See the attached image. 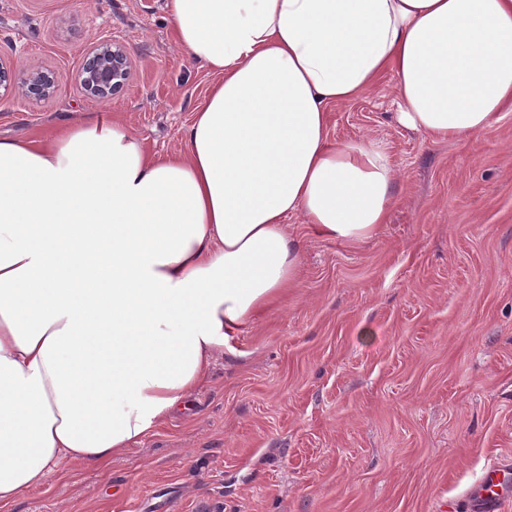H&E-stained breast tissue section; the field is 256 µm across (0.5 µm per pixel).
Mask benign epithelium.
Wrapping results in <instances>:
<instances>
[{
    "mask_svg": "<svg viewBox=\"0 0 512 512\" xmlns=\"http://www.w3.org/2000/svg\"><path fill=\"white\" fill-rule=\"evenodd\" d=\"M129 76V59L125 47L114 40L98 43L88 55L80 73L85 93L106 101L118 94ZM56 80L52 73L38 67L29 69L19 89L27 96L45 99L53 95Z\"/></svg>",
    "mask_w": 512,
    "mask_h": 512,
    "instance_id": "1",
    "label": "benign epithelium"
}]
</instances>
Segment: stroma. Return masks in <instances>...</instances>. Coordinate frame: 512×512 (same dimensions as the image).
I'll use <instances>...</instances> for the list:
<instances>
[{"label":"stroma","instance_id":"stroma-1","mask_svg":"<svg viewBox=\"0 0 512 512\" xmlns=\"http://www.w3.org/2000/svg\"><path fill=\"white\" fill-rule=\"evenodd\" d=\"M121 42L107 101L79 74ZM0 62L52 72L0 86V138L53 135L110 111L152 155L184 147L215 80L177 45L164 0H0ZM394 77L327 108L331 140L382 144L386 224L351 246L300 238L297 283L224 344L188 409L98 468L68 462L0 512H448L512 464V112L440 142L394 118ZM129 76V59L125 47L114 40L98 43L88 55L80 73L85 93L106 101L118 94ZM55 88L56 80L53 74L38 67L29 69L19 86L22 94L33 95L38 99L52 96Z\"/></svg>","mask_w":512,"mask_h":512}]
</instances>
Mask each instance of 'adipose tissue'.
<instances>
[{"instance_id":"adipose-tissue-1","label":"adipose tissue","mask_w":512,"mask_h":512,"mask_svg":"<svg viewBox=\"0 0 512 512\" xmlns=\"http://www.w3.org/2000/svg\"><path fill=\"white\" fill-rule=\"evenodd\" d=\"M216 75L184 151L148 154L105 115L0 139V506L66 462L140 444L227 336L294 286L288 216L357 245L395 169L334 143L326 107L395 77L398 121L432 139L512 112V0H165Z\"/></svg>"}]
</instances>
